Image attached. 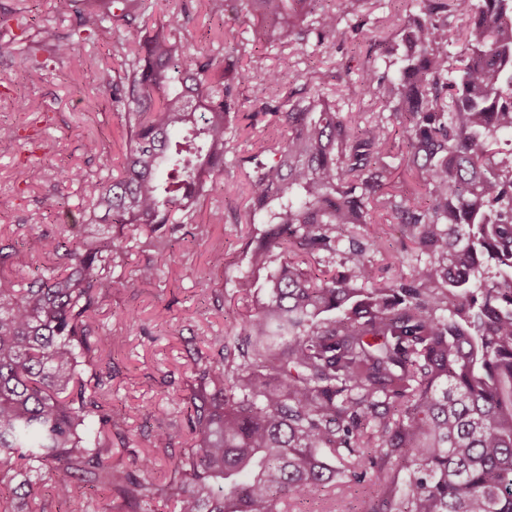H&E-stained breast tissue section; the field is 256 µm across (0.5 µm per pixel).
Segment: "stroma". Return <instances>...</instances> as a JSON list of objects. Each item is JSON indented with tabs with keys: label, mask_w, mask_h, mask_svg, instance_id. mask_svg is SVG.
I'll return each instance as SVG.
<instances>
[{
	"label": "stroma",
	"mask_w": 512,
	"mask_h": 512,
	"mask_svg": "<svg viewBox=\"0 0 512 512\" xmlns=\"http://www.w3.org/2000/svg\"><path fill=\"white\" fill-rule=\"evenodd\" d=\"M149 5L148 15L155 21L188 17L189 48L198 58L223 46L224 27L232 25L234 56L254 75L237 91L242 116L228 146L224 184L199 204V226L179 241L175 263L160 279L127 288L124 280L151 257L150 252L130 249L113 272L117 286L90 320L91 334L103 339L104 352L83 374L111 373L105 403L124 412L112 424V462L127 468L133 458L155 454V476L165 480L192 443L185 401L197 386L196 363L210 354V337L228 335L256 308V293L244 288L243 280L252 279L256 286L267 276L266 270H251L245 256L247 243L264 227L249 216L246 170L234 159L262 146L280 145L286 133L268 121L251 125L248 113L284 102L289 87H301L314 76L324 80L327 93L344 114L364 122L389 119L383 102L364 93L362 75L372 65L396 75L406 18L398 0H362L356 15L340 20L335 44L280 46L268 44L248 16L211 14L206 0H150ZM14 9L23 10L31 26L49 25L62 34L73 22L59 0H0V12ZM118 39V34L105 33L82 46L87 63L80 71L58 60L32 71L16 55L0 50V241L33 257L25 272L5 268L1 276L19 281L47 265L39 251L38 231L69 224L74 233H85L83 212L91 204L93 184L60 188V169L78 167L92 176L99 173L103 156H111L116 166L123 160L121 118L98 90L101 68L121 65L112 52ZM272 73L280 75L282 85L269 84ZM93 98L99 101L94 110L88 107ZM36 112L51 119L45 133L50 149L23 147L17 140ZM29 161L43 170L38 182L25 180L24 165ZM218 212L224 215L219 224L213 221ZM352 234L382 238L384 249L370 255L380 282L410 276L425 260L400 225L358 226ZM161 430L170 434L172 446L157 452L153 440ZM364 492L361 486L339 487L316 493L300 508L358 512Z\"/></svg>",
	"instance_id": "35a3bbf8"
}]
</instances>
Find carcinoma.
<instances>
[{"mask_svg": "<svg viewBox=\"0 0 512 512\" xmlns=\"http://www.w3.org/2000/svg\"><path fill=\"white\" fill-rule=\"evenodd\" d=\"M215 13L242 10L267 39L319 43L360 0H209ZM403 66L391 77L365 70L368 93L391 105L400 129L354 124L322 83L288 91L269 108L287 131L271 157L250 169L249 213L267 231L251 263L282 257L255 311L233 336L210 343L218 359L198 369L186 406L194 438L160 483L152 461L117 468L112 421L100 401L112 376L81 377L102 339L89 318L125 254L153 252L123 286L153 281L176 260L177 233L224 182V154L250 78L230 52L194 59L177 20L146 25L147 0H63L76 28L63 37L0 18L5 45L31 69L53 59L84 63L81 42L117 30L119 69L100 75L103 95L124 119L120 173L97 183L90 224L118 228L85 242L38 235L42 253L63 255L25 286L0 277V485L21 476L0 512H48L28 474L52 478L68 512H90L75 496L80 476L122 501L154 512H290L338 483L375 487L364 512H512V0H409ZM460 17V33L448 18ZM412 181L397 197L381 167L394 137ZM79 168L60 172L83 184ZM381 211L406 227L427 261L411 278L377 281L375 237L350 238L346 271L312 266L336 251L337 233L372 224ZM147 232L143 239L125 233ZM31 255L0 245V267L22 271Z\"/></svg>", "mask_w": 512, "mask_h": 512, "instance_id": "cac0c4a2", "label": "carcinoma"}]
</instances>
